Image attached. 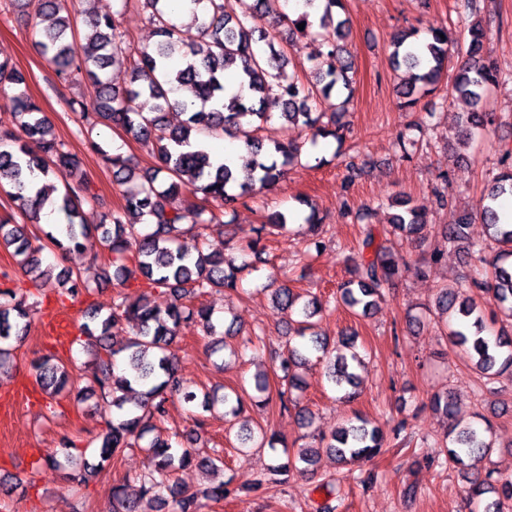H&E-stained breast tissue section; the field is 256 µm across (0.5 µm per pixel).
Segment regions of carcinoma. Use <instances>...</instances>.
<instances>
[{"label":"carcinoma","mask_w":512,"mask_h":512,"mask_svg":"<svg viewBox=\"0 0 512 512\" xmlns=\"http://www.w3.org/2000/svg\"><path fill=\"white\" fill-rule=\"evenodd\" d=\"M59 0H37L33 31L41 56L53 66L61 84L72 85L90 79L100 89L94 111H86L75 98L67 100L73 112L81 113L80 132L90 149L116 181L123 184L136 179L140 185L123 193V204L116 209L105 207L104 199L93 188L77 155L57 140L52 124L40 105L26 92L15 96L18 131L0 129V187L10 188L8 195L29 216L39 219L50 194L64 191L57 202L65 224L45 233L58 250L70 252L83 247L84 240L94 231H102V240L112 254L113 278L122 288L108 312L94 308L85 314L81 332L94 341L106 360L101 373L93 375L90 391L99 396L106 432L101 438L99 456L108 462L143 440L154 437L144 450L151 468L140 475L141 496L154 502L169 492L171 512H202L209 501L219 502L237 497L243 491H257L265 485L277 486L289 473H302L316 462L317 448H302L285 463L267 468V472L250 482L237 484L234 479L217 486L184 493L166 483L167 476L193 462L202 468H215L223 462L220 454L195 460L191 444L199 434L163 435L158 423L164 420L168 404L174 399L193 403L198 395L179 374L173 344L182 324L196 322L207 333H215L213 311L192 299L211 291L240 293L244 272L258 270L264 262L265 239L286 230L288 216L275 212L264 224L254 228L255 237L237 247L224 242V249L192 251L182 244L198 227L219 233L228 222L224 216L236 212L246 203L256 185L275 184L285 167L298 161L302 145L296 142H276L265 145L243 127L261 124L278 116L286 124L296 125L311 133L312 141L332 138L341 144L346 130L336 115L349 111L353 100L352 76L354 63L342 57L339 41L346 37L347 20L335 21L336 9L343 0H297L302 12L288 20L292 32L304 37L310 34L311 13L322 11L319 27L322 47L311 59L313 79L304 84L287 72L290 63L283 51L274 46V37L249 25L258 13H270L288 6L289 0H240L242 11L230 15L224 10V0H189L191 24L181 27L170 15V0H141L150 10L149 20L156 27L159 41L153 48L134 51L120 31L117 18L105 14L87 24L86 44H77L69 15L61 13ZM304 24V30L297 28ZM485 29L474 23L467 36L457 39L448 29H433L429 37L419 38V30L396 32L391 43V65L405 69V79L397 88L403 98L401 106L414 107L419 99L436 90L450 66L456 74L450 95L469 100L472 111L460 122L459 136L467 141L477 130L488 131L498 116L484 107L489 89L504 82L495 63L486 60ZM241 63L240 90L228 94L224 86V71ZM126 65L127 80L117 86L108 73L110 65ZM23 79L7 62L0 63V90L18 86ZM193 86L197 102L191 104L175 97L182 87ZM182 116L179 125L168 124L167 115ZM99 125L122 128L126 134L150 147L156 154L157 166L141 173L119 149L110 150L93 139ZM233 130L244 139L252 155L250 164L237 171L230 160L217 159L205 142H190L191 134L210 137ZM42 177L45 184L30 190V179ZM193 187V193L214 203L207 208L189 201L183 188ZM512 197V163L492 177L486 193L479 200L475 213H466L455 224H446L439 234L448 248L463 249L469 243V228L478 217L488 226L498 250L491 258L479 256L476 261L490 268L473 273L457 286L442 288L435 299V324L439 333L453 346L468 355L483 385L495 392L501 379L512 380V333L500 329L491 335L487 328V307H494L512 320V223L500 222L496 204L499 199ZM93 203L104 209L101 223L91 226L83 222V205ZM384 239L377 240L375 229L364 233L358 257L349 269V278L338 288L339 299L353 314L366 316L374 312L384 291L399 278L407 267L401 249L423 242L431 225L426 212L403 193L395 194ZM323 218L316 209L306 217L309 236L307 249L322 247ZM111 224L114 229L106 228ZM39 238L28 231L26 224L9 225L0 220V246L10 250L20 268L34 282L56 277L62 293L71 297L91 285L78 272L53 275L54 267L43 265V246ZM139 281L148 288H162L169 296L166 308L150 303L144 295L130 300L123 289ZM279 310L288 317L295 343L286 344L279 356L275 376L281 388L272 390L267 373L255 376L257 403L275 406L285 411L298 407L294 391L302 388L298 369L308 356L330 357L328 338L316 331L312 318L322 312L318 298L301 301L302 295L282 285L273 289ZM33 305L9 287L0 286V371L13 359L16 344L29 334ZM357 333L341 334L338 344L344 352L333 356L327 379L341 398L352 401L358 395L364 358L356 350ZM36 384L56 396L71 392L70 371L53 355L43 356L32 364ZM137 395L133 399L129 394ZM247 389L233 390L220 398H212L207 406L219 401L225 414L237 416ZM432 409L447 423L441 447L445 456L464 472L478 468L494 448L492 424L482 418L484 426L462 424L456 417L455 402L450 393L435 395ZM319 445L345 465L370 459L381 453L384 436L360 414H355L328 439ZM495 471L469 479V497L480 506L482 497L496 495L495 507L483 506V512H504L512 508V479L496 478ZM112 512H145L139 501L125 496L123 488L112 492Z\"/></svg>","instance_id":"obj_1"}]
</instances>
